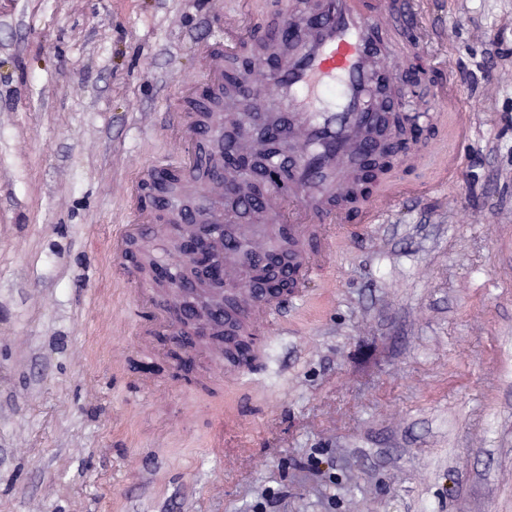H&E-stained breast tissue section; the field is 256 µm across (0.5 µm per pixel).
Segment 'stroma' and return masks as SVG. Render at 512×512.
<instances>
[{
  "mask_svg": "<svg viewBox=\"0 0 512 512\" xmlns=\"http://www.w3.org/2000/svg\"><path fill=\"white\" fill-rule=\"evenodd\" d=\"M471 137L433 93L416 181L458 178L338 237L229 381L188 375L115 266L127 189L183 154L181 90L235 0H0V512H512V0H419ZM252 58L279 0H248Z\"/></svg>",
  "mask_w": 512,
  "mask_h": 512,
  "instance_id": "stroma-1",
  "label": "stroma"
}]
</instances>
